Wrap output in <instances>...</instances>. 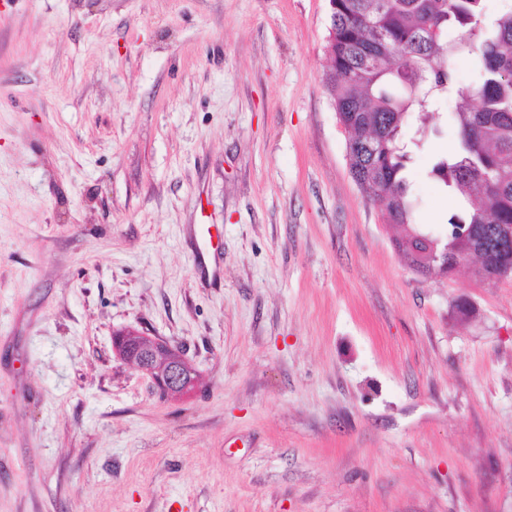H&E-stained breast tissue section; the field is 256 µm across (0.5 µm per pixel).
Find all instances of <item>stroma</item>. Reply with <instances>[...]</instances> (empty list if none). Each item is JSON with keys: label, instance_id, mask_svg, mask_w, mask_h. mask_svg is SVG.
Masks as SVG:
<instances>
[{"label": "stroma", "instance_id": "obj_1", "mask_svg": "<svg viewBox=\"0 0 512 512\" xmlns=\"http://www.w3.org/2000/svg\"><path fill=\"white\" fill-rule=\"evenodd\" d=\"M328 35V0H0V512H512V279L405 265ZM450 146L408 170L437 234ZM113 348L125 362L148 375L158 392L164 397H184L195 388L191 379L192 367L179 353L164 355L156 341L136 331L113 333ZM135 342L137 348L128 352V345Z\"/></svg>", "mask_w": 512, "mask_h": 512}]
</instances>
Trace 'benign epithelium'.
Listing matches in <instances>:
<instances>
[{"instance_id":"benign-epithelium-1","label":"benign epithelium","mask_w":512,"mask_h":512,"mask_svg":"<svg viewBox=\"0 0 512 512\" xmlns=\"http://www.w3.org/2000/svg\"><path fill=\"white\" fill-rule=\"evenodd\" d=\"M113 348L125 362L148 375L165 397H184L195 388L192 367L179 353L164 355L159 342L139 331L114 335Z\"/></svg>"}]
</instances>
